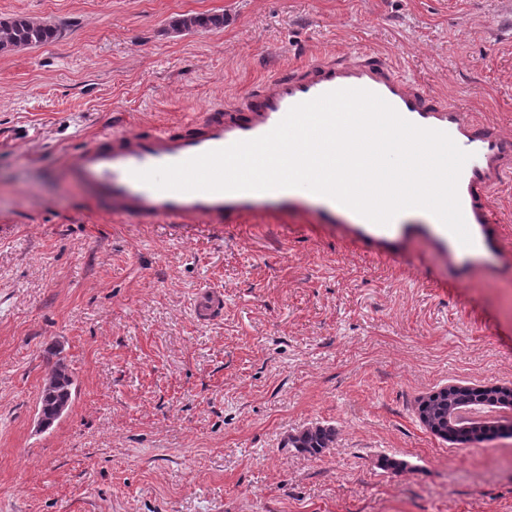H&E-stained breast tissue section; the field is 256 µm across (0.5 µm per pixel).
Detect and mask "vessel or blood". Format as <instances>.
<instances>
[{
	"label": "vessel or blood",
	"instance_id": "b4317fda",
	"mask_svg": "<svg viewBox=\"0 0 512 512\" xmlns=\"http://www.w3.org/2000/svg\"><path fill=\"white\" fill-rule=\"evenodd\" d=\"M361 88L376 93L406 120L441 130L470 155L459 178L462 212L472 236L462 245L432 214H398L389 224L373 223L335 200L301 188L267 192H179L155 189L135 179L138 171L179 163L235 142L270 132L295 105L326 92ZM72 176L110 202L112 215L135 224H243L257 214L311 212L320 224H343L356 238L380 246L406 233L428 240L434 254L464 273L479 271L488 254L511 260L499 234L490 192L512 177V136L473 119L456 102L429 95L379 50L358 47L341 62L319 57L273 76L241 104L212 108L175 127L115 129L85 142L69 164ZM200 319L224 309L222 292L207 289L195 300Z\"/></svg>",
	"mask_w": 512,
	"mask_h": 512
}]
</instances>
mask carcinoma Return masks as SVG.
I'll return each mask as SVG.
<instances>
[{
    "label": "carcinoma",
    "instance_id": "obj_1",
    "mask_svg": "<svg viewBox=\"0 0 512 512\" xmlns=\"http://www.w3.org/2000/svg\"><path fill=\"white\" fill-rule=\"evenodd\" d=\"M224 26L222 15H183L171 23V31L175 34L196 32L202 29L221 28ZM61 33V28L48 21H36L26 17H15L0 21V52L12 51L46 44L53 41ZM47 380L50 381V392L40 398V408L45 417L55 418L57 405L72 401L73 378L68 372L62 358L51 353L46 358ZM470 405L483 404L494 409L512 410V392L502 389H480L466 387L464 391L438 392L428 398L426 413L434 427V433L447 440H459L468 432L474 436L494 435L506 429L502 422L486 428L471 426L465 428L456 422H448V411L462 403ZM336 431L325 425L308 427L289 437L292 447L310 455H319L333 447Z\"/></svg>",
    "mask_w": 512,
    "mask_h": 512
}]
</instances>
